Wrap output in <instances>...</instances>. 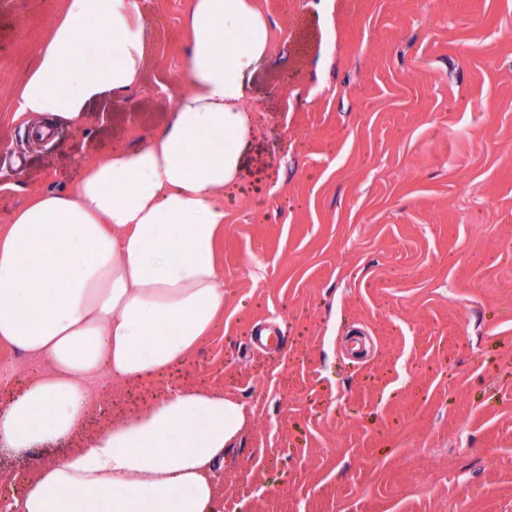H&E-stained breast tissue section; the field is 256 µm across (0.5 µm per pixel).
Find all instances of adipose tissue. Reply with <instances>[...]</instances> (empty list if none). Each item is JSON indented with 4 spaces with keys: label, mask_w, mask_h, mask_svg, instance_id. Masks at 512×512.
Wrapping results in <instances>:
<instances>
[{
    "label": "adipose tissue",
    "mask_w": 512,
    "mask_h": 512,
    "mask_svg": "<svg viewBox=\"0 0 512 512\" xmlns=\"http://www.w3.org/2000/svg\"><path fill=\"white\" fill-rule=\"evenodd\" d=\"M190 88L145 145L88 166L0 229V342L31 361L0 400V442L26 449L81 433L102 376L124 384L183 364L220 324L224 188L248 129L242 82L270 50L252 0H192ZM148 57L137 0H65L15 116L80 124L87 105L138 83ZM237 400L169 386L143 409L39 469L16 512H212L218 462L244 427Z\"/></svg>",
    "instance_id": "adipose-tissue-1"
}]
</instances>
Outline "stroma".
<instances>
[{
  "instance_id": "obj_1",
  "label": "stroma",
  "mask_w": 512,
  "mask_h": 512,
  "mask_svg": "<svg viewBox=\"0 0 512 512\" xmlns=\"http://www.w3.org/2000/svg\"><path fill=\"white\" fill-rule=\"evenodd\" d=\"M255 2L271 47L243 81L221 328L115 401L183 384L243 404L213 512H512V0ZM190 4L139 0L141 80L75 126L13 117L63 0H0V225L160 132ZM267 319L270 352L249 343ZM78 443L0 444V480L22 492Z\"/></svg>"
}]
</instances>
